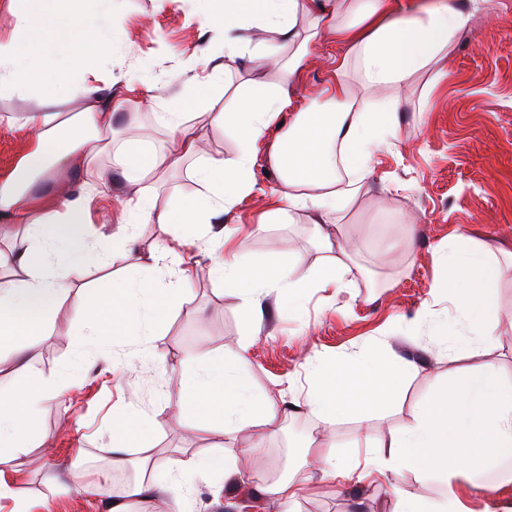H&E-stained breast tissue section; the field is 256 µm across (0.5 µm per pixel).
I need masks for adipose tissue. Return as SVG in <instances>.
<instances>
[{"instance_id":"1","label":"adipose tissue","mask_w":512,"mask_h":512,"mask_svg":"<svg viewBox=\"0 0 512 512\" xmlns=\"http://www.w3.org/2000/svg\"><path fill=\"white\" fill-rule=\"evenodd\" d=\"M17 17L19 38L0 43V91L34 102L23 122L31 140L14 171L0 179V224H21L33 249L18 262L13 275L0 278V359L37 335L42 320L65 298L71 279L80 277L88 260H104L89 229L90 196L81 194L56 206H45L29 196L26 183L56 167L93 168L103 152L102 132L112 128L111 97L89 76L100 58L112 49L111 41L87 20V0H22ZM308 20L309 33L299 37L298 16ZM201 27L224 31V58L247 60L254 68H275L278 83L253 82L237 94L232 107L212 111L224 94V69L208 60L189 61L185 88L171 94L166 109L157 113L175 148L169 152L137 148L126 141L113 150L112 166L122 178L138 186L139 194L119 200L120 218L112 230V250L131 252L133 224L206 226L223 223L245 199L260 188L254 167L267 154L279 173V204L265 212L255 234L267 233L295 210L307 211L312 224L323 229L322 239L331 253L328 261L306 263L302 256L280 254L273 264L239 259L228 251L212 268L215 277L237 290L245 304L266 292H276L281 304L295 310L310 288L347 286L357 267V247L342 233H328L332 213L353 197L371 172V159L385 130L394 128L397 115L372 110L369 94L391 86H407L419 73L437 65L469 21L459 0H223L214 14L201 10ZM338 48L331 75L318 101L303 106L293 92L296 76L324 41ZM55 57L60 65L45 79L40 63ZM355 66L366 97L354 98L344 71ZM83 81L71 78L72 72ZM78 104L80 118L63 119L70 104ZM210 108L213 125L231 130L240 143L231 158L204 155L203 138L188 126L194 108ZM195 157L198 194L175 204L158 199L149 178L164 179L182 160ZM189 244L173 235L171 242L150 262L128 274L121 290L91 289L85 297L89 314L87 336H121L164 325L174 306L184 300L194 279L192 266L179 268L175 281L159 286L150 279L156 262L179 256ZM437 263L448 277L443 290L452 294L453 319L467 339L495 335L494 297L500 281L512 272V252L499 257L495 250L470 246L457 235L440 250ZM197 372L189 384L187 409L192 426L218 425L231 432L258 427L274 430L282 413L273 393L258 391L242 371L241 355L208 351L194 359ZM414 368L408 361H392L387 353L372 351L330 365H311L303 402L317 423L332 424L339 416L361 414L367 408L389 406L397 387ZM17 387L8 399L0 398V500L13 503L12 512H28L14 491L8 474L14 460L35 437L30 410L38 398L55 393L61 380L44 378L27 364L17 366ZM144 416L137 411L117 415L113 431L121 443L113 450L112 466L124 468L127 449L147 445ZM356 452L337 458L331 444L312 452L315 464L298 480L281 479L267 486L272 500L294 502L310 485L340 486L352 481L378 482L405 467H415L442 488L438 499L397 492L396 512H469L456 487H478L482 471L497 473L499 486L512 485V383L504 384L496 369L486 365L459 381L444 384L435 397L416 403L413 421L389 433L356 440ZM150 479L129 485L126 497L113 500L110 512H131L130 499L157 495L180 503L177 480L170 462L150 459Z\"/></svg>"}]
</instances>
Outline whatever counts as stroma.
Listing matches in <instances>:
<instances>
[{
    "label": "stroma",
    "instance_id": "1",
    "mask_svg": "<svg viewBox=\"0 0 512 512\" xmlns=\"http://www.w3.org/2000/svg\"><path fill=\"white\" fill-rule=\"evenodd\" d=\"M472 18L441 62L443 78L418 75L406 95L389 88L373 99L376 109L396 113L399 129L374 155L372 172L360 195L339 213L345 235L358 243L354 260L362 276L348 288H312L303 308L284 310L276 294L263 295L259 306L242 299L212 272V251L221 226L199 229L188 257L196 275L192 291L167 324L146 336H106L87 345L86 317L79 310L84 289L111 283L124 269L160 249L170 238L165 224H135L139 252L93 265L74 281L71 292L32 337L23 357L45 377L67 375L58 392L35 407L34 425L42 444L21 455L12 475L29 512H104L101 496L88 485L108 479L121 494L133 479L112 466L114 414L137 410L150 420V446L173 463L202 458L210 462L207 478L187 485L186 512H275L264 488L267 473L283 460L294 472L311 463L309 444L319 428L310 414L289 411L276 432L243 428L223 434L190 427L185 408L191 357L198 350H236L245 345L243 369L261 390L281 393L284 401L304 397L306 364L323 358L336 362L370 349H388L414 361L417 370L399 388L385 414L359 422L341 418L328 426L336 454L349 456L358 435L385 432L411 421L415 402L431 397L441 376L490 364L512 380V277L498 292L499 335L474 342L473 355L456 356L449 340L459 326L446 324L453 307L439 296L444 279L435 249L463 234L493 247L512 248V0H498L500 19L486 21L475 0H466ZM199 0H116L113 13L99 19L112 51L97 71L100 87L134 71L164 92L180 91L187 61L207 57L223 63L222 32L201 28ZM28 101L0 96V177L7 176L29 145L30 134L8 127L6 117L22 120ZM96 170L57 169L30 187L36 199L54 204L62 186L96 185ZM263 194L246 200L223 224L239 226L238 254L267 261L274 254L300 252L307 261L326 258L305 212L292 222L273 225L263 237L248 234L261 213L278 204L276 172L260 176ZM243 452L248 479L228 477L225 449ZM428 498L441 491L402 469L389 481L310 488L297 512H393V487Z\"/></svg>",
    "mask_w": 512,
    "mask_h": 512
}]
</instances>
